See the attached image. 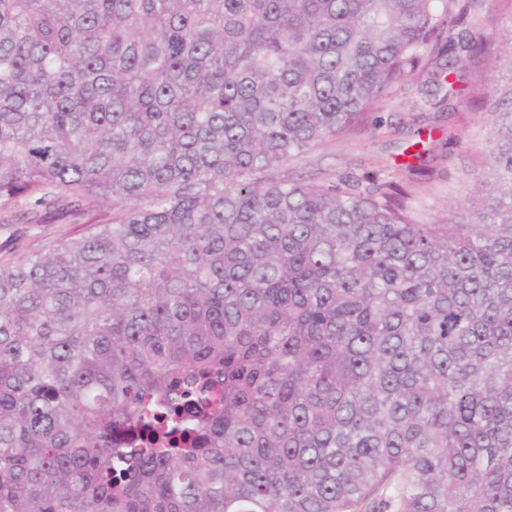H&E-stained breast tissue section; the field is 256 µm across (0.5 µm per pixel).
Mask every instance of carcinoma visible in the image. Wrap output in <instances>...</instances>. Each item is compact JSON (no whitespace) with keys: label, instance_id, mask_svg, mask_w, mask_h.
I'll use <instances>...</instances> for the list:
<instances>
[{"label":"carcinoma","instance_id":"cac0c4a2","mask_svg":"<svg viewBox=\"0 0 512 512\" xmlns=\"http://www.w3.org/2000/svg\"><path fill=\"white\" fill-rule=\"evenodd\" d=\"M483 0H0V512H512V99L418 224L288 165ZM89 217H73L50 213L45 216V224H7L0 226V260L17 258L29 249L39 248L41 242L65 234L77 233Z\"/></svg>","mask_w":512,"mask_h":512}]
</instances>
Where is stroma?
<instances>
[{
	"instance_id": "obj_1",
	"label": "stroma",
	"mask_w": 512,
	"mask_h": 512,
	"mask_svg": "<svg viewBox=\"0 0 512 512\" xmlns=\"http://www.w3.org/2000/svg\"><path fill=\"white\" fill-rule=\"evenodd\" d=\"M468 27L473 36L499 46L502 34L512 28V0H483L471 12ZM453 69V94L443 95L424 77H411L391 90L388 103L368 114L361 130L327 141L292 162L290 171L303 178L392 175L406 160L405 148L421 140L435 159L430 175L409 183L414 219L430 224L480 210L485 195L476 190L475 181L488 173L485 161L496 132V115L482 95L493 89L504 99L512 93V58L503 53L495 59H465ZM79 223V218L50 213L39 226H0V259L19 257L47 239L78 232Z\"/></svg>"
}]
</instances>
